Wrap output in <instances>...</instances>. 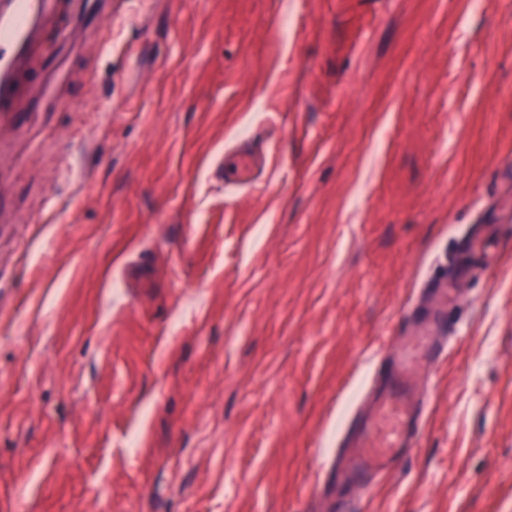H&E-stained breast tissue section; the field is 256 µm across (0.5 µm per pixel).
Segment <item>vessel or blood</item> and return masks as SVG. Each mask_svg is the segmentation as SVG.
<instances>
[{"label":"vessel or blood","mask_w":512,"mask_h":512,"mask_svg":"<svg viewBox=\"0 0 512 512\" xmlns=\"http://www.w3.org/2000/svg\"><path fill=\"white\" fill-rule=\"evenodd\" d=\"M47 10V0H7L0 7V128L12 125L20 111L13 72L27 59L35 28ZM424 333L407 336L376 392L372 415L358 427L353 453L337 452L336 470L351 482L393 471L416 446L425 401L415 389L414 376L438 362L435 337L446 317L427 313Z\"/></svg>","instance_id":"vessel-or-blood-1"}]
</instances>
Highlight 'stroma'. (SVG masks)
<instances>
[{
  "mask_svg": "<svg viewBox=\"0 0 512 512\" xmlns=\"http://www.w3.org/2000/svg\"><path fill=\"white\" fill-rule=\"evenodd\" d=\"M35 42L0 512H332L343 422L476 231L418 446L352 496L512 512V0H52Z\"/></svg>",
  "mask_w": 512,
  "mask_h": 512,
  "instance_id": "obj_1",
  "label": "stroma"
}]
</instances>
